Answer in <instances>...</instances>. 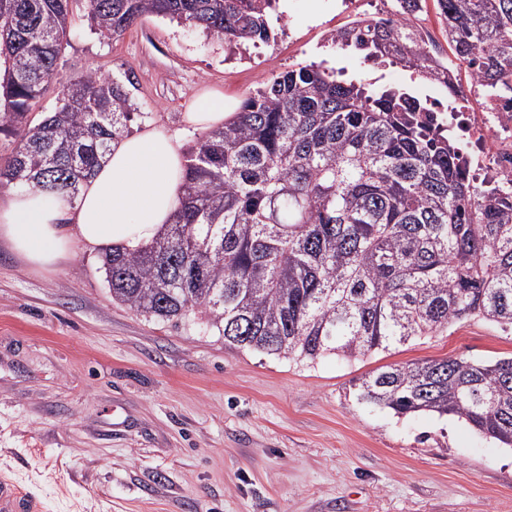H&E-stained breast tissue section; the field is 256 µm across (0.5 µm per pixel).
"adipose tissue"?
<instances>
[{"label":"adipose tissue","mask_w":512,"mask_h":512,"mask_svg":"<svg viewBox=\"0 0 512 512\" xmlns=\"http://www.w3.org/2000/svg\"><path fill=\"white\" fill-rule=\"evenodd\" d=\"M234 110L223 94L201 95L186 121L210 131ZM183 180L177 134L161 125L111 144L101 165L71 201L39 192L13 194L0 208V236L34 265L51 267L71 243L89 251L135 249L172 222Z\"/></svg>","instance_id":"1"}]
</instances>
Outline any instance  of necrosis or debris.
Listing matches in <instances>:
<instances>
[{
    "mask_svg": "<svg viewBox=\"0 0 512 512\" xmlns=\"http://www.w3.org/2000/svg\"><path fill=\"white\" fill-rule=\"evenodd\" d=\"M447 72L443 96L434 105L458 144L467 175L483 189L512 194V97L480 96L475 71L464 74L452 64Z\"/></svg>",
    "mask_w": 512,
    "mask_h": 512,
    "instance_id": "necrosis-or-debris-1",
    "label": "necrosis or debris"
}]
</instances>
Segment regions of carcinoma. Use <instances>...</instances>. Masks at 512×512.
<instances>
[{
    "mask_svg": "<svg viewBox=\"0 0 512 512\" xmlns=\"http://www.w3.org/2000/svg\"><path fill=\"white\" fill-rule=\"evenodd\" d=\"M75 0H0V187L74 199L110 144L134 130L128 86L88 69L59 76ZM101 37L144 16L267 42L279 0H80ZM453 55L495 94L512 72V0H432ZM342 49L435 76L402 23L353 27ZM310 64L273 75L184 153L174 222L102 256L112 300L149 319L194 316L224 345L311 364L357 359L480 317L512 326V196L472 183L433 104ZM57 105L36 117L45 91ZM358 400L398 416H455L512 448V358L387 365Z\"/></svg>",
    "mask_w": 512,
    "mask_h": 512,
    "instance_id": "carcinoma-1",
    "label": "carcinoma"
}]
</instances>
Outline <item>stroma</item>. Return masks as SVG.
I'll list each match as a JSON object with an SVG mask.
<instances>
[{
  "label": "stroma",
  "mask_w": 512,
  "mask_h": 512,
  "mask_svg": "<svg viewBox=\"0 0 512 512\" xmlns=\"http://www.w3.org/2000/svg\"><path fill=\"white\" fill-rule=\"evenodd\" d=\"M337 0H288L275 44L230 54L155 16L102 38L74 18L64 75L135 76L133 100L190 144L184 121L216 89L243 99L321 60L356 79L440 92L398 65L328 45ZM512 356V329L482 319L348 362L307 365L225 347L199 320L147 319L114 302L99 256L72 244L54 269L0 239V477L41 512H512V450L465 422L361 403L359 378L394 363Z\"/></svg>",
  "instance_id": "35a3bbf8"
}]
</instances>
